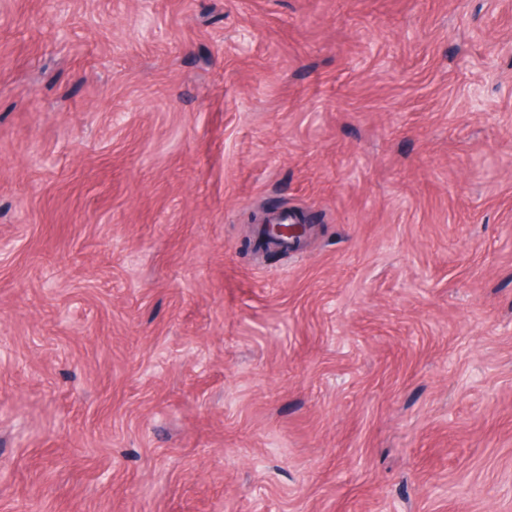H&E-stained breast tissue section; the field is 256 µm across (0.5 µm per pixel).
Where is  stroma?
<instances>
[{
	"mask_svg": "<svg viewBox=\"0 0 512 512\" xmlns=\"http://www.w3.org/2000/svg\"><path fill=\"white\" fill-rule=\"evenodd\" d=\"M1 242L0 512H512V0H0Z\"/></svg>",
	"mask_w": 512,
	"mask_h": 512,
	"instance_id": "stroma-1",
	"label": "stroma"
}]
</instances>
